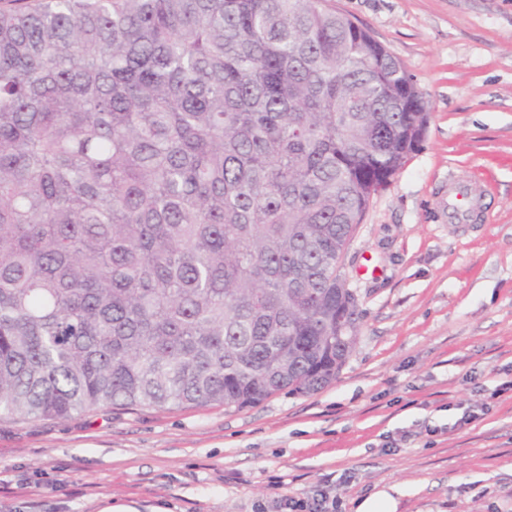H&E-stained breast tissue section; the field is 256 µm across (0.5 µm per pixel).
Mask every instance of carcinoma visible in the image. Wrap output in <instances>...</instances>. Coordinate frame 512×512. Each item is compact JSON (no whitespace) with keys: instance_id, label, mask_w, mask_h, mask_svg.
I'll use <instances>...</instances> for the list:
<instances>
[{"instance_id":"obj_1","label":"carcinoma","mask_w":512,"mask_h":512,"mask_svg":"<svg viewBox=\"0 0 512 512\" xmlns=\"http://www.w3.org/2000/svg\"><path fill=\"white\" fill-rule=\"evenodd\" d=\"M427 122L324 0L0 8V418L336 380L337 260Z\"/></svg>"}]
</instances>
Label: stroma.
I'll list each match as a JSON object with an SVG mask.
<instances>
[{"label": "stroma", "instance_id": "obj_1", "mask_svg": "<svg viewBox=\"0 0 512 512\" xmlns=\"http://www.w3.org/2000/svg\"><path fill=\"white\" fill-rule=\"evenodd\" d=\"M428 102L424 137L371 202L342 274L358 341L310 395L243 409L120 406L0 419V512H512V0H327ZM486 185L448 221V179ZM470 423H463L464 415ZM287 507L292 512H335L336 511V500L335 497L331 500L330 506V495L329 493L321 492L316 496L303 500H293L292 498L286 499Z\"/></svg>", "mask_w": 512, "mask_h": 512}]
</instances>
